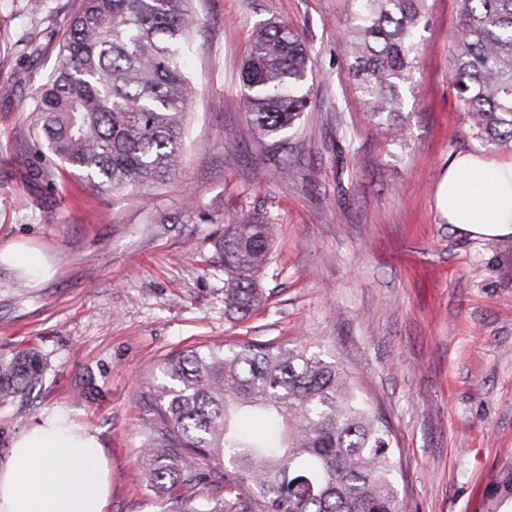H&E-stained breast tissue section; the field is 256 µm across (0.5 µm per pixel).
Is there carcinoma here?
I'll list each match as a JSON object with an SVG mask.
<instances>
[{
	"label": "carcinoma",
	"mask_w": 512,
	"mask_h": 512,
	"mask_svg": "<svg viewBox=\"0 0 512 512\" xmlns=\"http://www.w3.org/2000/svg\"><path fill=\"white\" fill-rule=\"evenodd\" d=\"M192 0H81L56 72L31 103L37 147L21 178L53 194L51 169L83 174L97 191L145 190L177 176L187 115L199 94L186 59L199 17ZM450 87L472 138L512 147V0H458ZM428 25V0H351L340 33L366 111L391 122L411 88ZM255 141L281 149L308 108L313 61L286 23L256 29L240 71ZM272 222L247 216L218 245L224 308L247 315L266 301L255 274L268 263ZM32 348L0 358V408L42 379ZM145 382L150 416L137 481L168 496L208 463L227 470L231 499L206 512H402L400 459L387 416L346 370L301 342L235 341L186 348ZM270 432L236 429L241 412Z\"/></svg>",
	"instance_id": "cac0c4a2"
}]
</instances>
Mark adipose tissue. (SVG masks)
<instances>
[{
  "label": "adipose tissue",
  "instance_id": "obj_1",
  "mask_svg": "<svg viewBox=\"0 0 512 512\" xmlns=\"http://www.w3.org/2000/svg\"><path fill=\"white\" fill-rule=\"evenodd\" d=\"M441 217L479 239L512 236V157L456 154L436 191ZM112 465L97 437L50 410L0 456V512H107Z\"/></svg>",
  "mask_w": 512,
  "mask_h": 512
}]
</instances>
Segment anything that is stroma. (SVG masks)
I'll list each match as a JSON object with an SVG mask.
<instances>
[{
    "mask_svg": "<svg viewBox=\"0 0 512 512\" xmlns=\"http://www.w3.org/2000/svg\"><path fill=\"white\" fill-rule=\"evenodd\" d=\"M403 112L406 134L363 112L337 34L348 0H194L190 108L181 175L96 193L62 168L35 206L15 170L33 151L36 89L57 68L80 0H0V357L45 362L0 410V455L47 410L88 426L112 461L108 512H163L139 486L148 415L137 402L171 352L214 341L301 338L351 374L390 419L404 512H504L512 504V237L473 239L442 219L437 184L479 151L449 86L456 0H431ZM298 31L315 71L311 103L279 169L250 134L239 73L253 28ZM273 222L266 305L224 311L217 245L227 225ZM35 258L36 270L19 265Z\"/></svg>",
    "mask_w": 512,
    "mask_h": 512,
    "instance_id": "stroma-1",
    "label": "stroma"
}]
</instances>
